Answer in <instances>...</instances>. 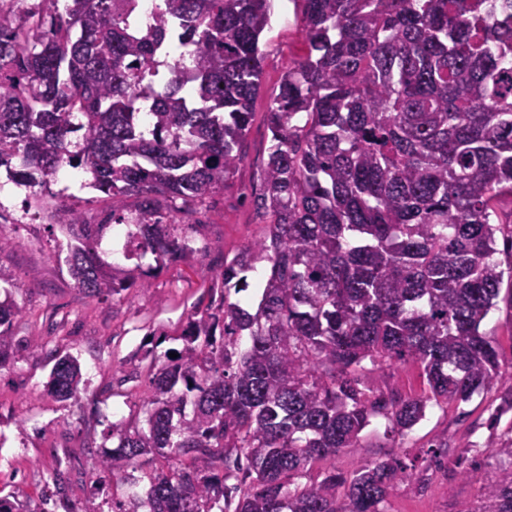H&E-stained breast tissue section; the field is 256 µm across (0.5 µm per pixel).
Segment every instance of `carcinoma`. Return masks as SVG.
I'll return each instance as SVG.
<instances>
[{"instance_id": "carcinoma-1", "label": "carcinoma", "mask_w": 512, "mask_h": 512, "mask_svg": "<svg viewBox=\"0 0 512 512\" xmlns=\"http://www.w3.org/2000/svg\"><path fill=\"white\" fill-rule=\"evenodd\" d=\"M38 0L0 15V168L38 195L62 163L111 209L67 204L65 264L91 296L143 285L194 252L191 219L241 163L274 0ZM307 54L266 112L263 237L210 274L216 299L188 317L178 357L151 362L145 427L112 425V475L155 451L166 469L113 512H384L412 479L404 458L311 466L353 448L378 416L402 436L431 402L497 392L499 350L481 330L512 292V0H302ZM135 198V208L127 200ZM123 225L122 269L101 245ZM152 262L145 264L146 257ZM270 264L255 311L238 295ZM18 288L0 267V364L13 354ZM411 362L423 396L371 395L364 361ZM76 358L48 392L77 397ZM512 512V469L479 508Z\"/></svg>"}]
</instances>
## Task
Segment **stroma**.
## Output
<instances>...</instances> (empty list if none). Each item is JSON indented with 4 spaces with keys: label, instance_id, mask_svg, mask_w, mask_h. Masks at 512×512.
<instances>
[{
    "label": "stroma",
    "instance_id": "1",
    "mask_svg": "<svg viewBox=\"0 0 512 512\" xmlns=\"http://www.w3.org/2000/svg\"><path fill=\"white\" fill-rule=\"evenodd\" d=\"M301 17L297 0H277L272 27L263 37L261 90L243 143L244 159L197 215L201 228L193 258L169 265L147 287L108 297L80 292L56 247L63 239L57 227L66 223L67 213L56 211L50 198L42 208L26 211L12 198L0 199V235L12 242L0 253V267L18 284L14 298L21 309L12 325L17 348L0 367V493L21 502L46 496L50 512H65V505L54 500L51 476L59 472L66 479L68 503L79 508L92 499L109 512L113 501L126 500L127 479L136 480L139 493L148 490L146 474L155 462L125 468V481L117 482L99 461L117 444L113 424H144L141 405L150 381L146 350L161 357L182 349L188 314L210 301L211 269L262 236L270 222L250 193L260 190L268 160L270 96L288 65L307 52ZM59 352L81 365L84 385L74 404L58 402L46 390L52 357ZM361 378L374 391L405 398L427 390L410 363L370 366ZM489 415V399L480 394L461 405L431 404L403 437L391 433L387 420H377L358 447L316 464L307 477L316 480L330 470L349 474L361 464L406 453L417 459L416 476L395 485L386 512H470L482 502L491 479L512 466L506 452L512 446V411L494 430L486 425ZM89 423L95 427L91 448L85 445ZM439 441L447 444L448 456L438 465L429 450ZM464 446L470 452L460 465L456 456Z\"/></svg>",
    "mask_w": 512,
    "mask_h": 512
}]
</instances>
